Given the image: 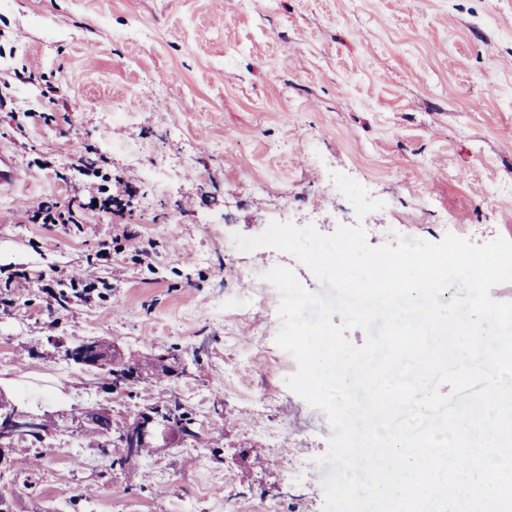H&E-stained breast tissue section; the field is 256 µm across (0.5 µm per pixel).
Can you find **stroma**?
<instances>
[{"label":"stroma","instance_id":"35a3bbf8","mask_svg":"<svg viewBox=\"0 0 512 512\" xmlns=\"http://www.w3.org/2000/svg\"><path fill=\"white\" fill-rule=\"evenodd\" d=\"M0 96L23 175L0 194V389L116 423L176 399L199 427L119 476L64 426L36 474L16 443L0 472L14 512H322L332 431L285 383L279 298L239 272L273 257L320 285L233 233L355 223L342 172L384 203L366 223L512 240V0H0ZM123 181L119 227L87 201ZM69 195L72 220L44 223ZM89 338L178 373L118 398L65 359Z\"/></svg>","mask_w":512,"mask_h":512}]
</instances>
